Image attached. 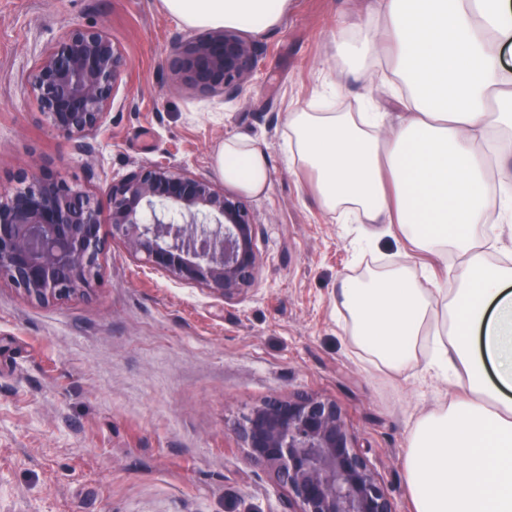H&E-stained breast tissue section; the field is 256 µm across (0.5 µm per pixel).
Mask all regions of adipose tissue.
<instances>
[{"label": "adipose tissue", "mask_w": 512, "mask_h": 512, "mask_svg": "<svg viewBox=\"0 0 512 512\" xmlns=\"http://www.w3.org/2000/svg\"><path fill=\"white\" fill-rule=\"evenodd\" d=\"M188 29L276 25L288 0H161ZM512 0H371L336 53L399 114L333 112L313 101L287 115L292 163L319 206L359 214L420 252L453 260L455 288L408 266L344 279L355 348L400 374L417 359L456 392L412 427L404 477L414 512H512V266L490 262L480 226L512 222ZM224 180L261 193L270 177L254 142L225 139Z\"/></svg>", "instance_id": "1"}]
</instances>
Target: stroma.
I'll return each instance as SVG.
<instances>
[{
  "label": "stroma",
  "mask_w": 512,
  "mask_h": 512,
  "mask_svg": "<svg viewBox=\"0 0 512 512\" xmlns=\"http://www.w3.org/2000/svg\"><path fill=\"white\" fill-rule=\"evenodd\" d=\"M365 4L290 0L254 35L258 68L229 100L191 96L163 68L183 29L160 0H0V185L42 167L99 194L151 162L216 182V151L234 135L257 140L271 169L247 198L258 280L232 303L118 243L89 295L43 305L0 284V512H288L287 491L249 462L231 423L297 392L341 404L396 512H411L407 436L452 387L419 365L394 379L362 360L335 293L376 260L419 278L441 263L320 209L288 163L285 115L325 80L341 84V110L361 109L365 90L333 35ZM99 25L126 69L87 153L49 127L24 80L65 29Z\"/></svg>",
  "instance_id": "stroma-1"
}]
</instances>
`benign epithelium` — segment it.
I'll list each match as a JSON object with an SVG mask.
<instances>
[{"label":"benign epithelium","instance_id":"obj_1","mask_svg":"<svg viewBox=\"0 0 512 512\" xmlns=\"http://www.w3.org/2000/svg\"><path fill=\"white\" fill-rule=\"evenodd\" d=\"M162 65L196 96L239 95L258 66L235 29L176 36ZM125 60L103 27L66 29L26 78L49 126L87 152L122 84ZM107 207L37 167L0 189V283L50 304L101 282L110 241L175 280L230 303L256 283L257 220L244 198L168 165H140L107 183ZM111 238L102 235L103 224ZM248 459L288 491L292 512H396L334 399L295 393L240 414Z\"/></svg>","mask_w":512,"mask_h":512}]
</instances>
